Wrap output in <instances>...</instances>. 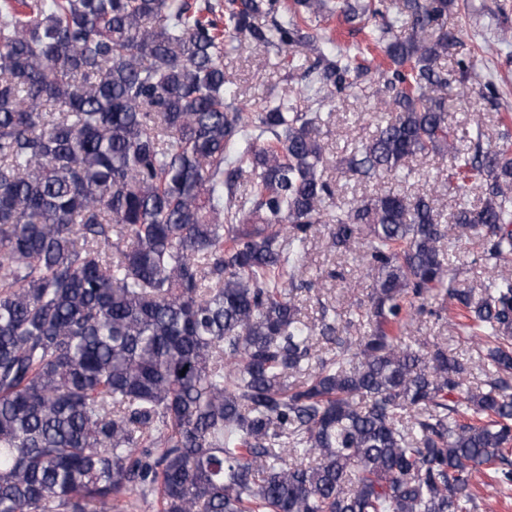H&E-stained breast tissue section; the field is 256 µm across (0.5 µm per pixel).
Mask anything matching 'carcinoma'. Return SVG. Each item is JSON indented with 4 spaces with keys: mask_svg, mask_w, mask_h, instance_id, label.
<instances>
[{
    "mask_svg": "<svg viewBox=\"0 0 512 512\" xmlns=\"http://www.w3.org/2000/svg\"><path fill=\"white\" fill-rule=\"evenodd\" d=\"M454 0H0V512H477L512 485V276L453 286L445 245L512 262V136L448 127ZM380 18V107L343 164L399 189L328 208L319 110L366 70L321 20ZM313 58L307 111L239 102L224 42ZM249 174L251 188L238 192ZM362 251L369 304L305 321L306 244ZM490 366L403 336L432 299ZM365 321L351 351L340 323ZM451 160L448 154L417 155L409 158L405 163V169H411L412 176L403 180L401 189L408 195L415 196L425 193L430 186V178L437 173H448ZM489 482L482 469L474 474V483L480 496L478 512H512V486L504 490L489 486Z\"/></svg>",
    "mask_w": 512,
    "mask_h": 512,
    "instance_id": "obj_1",
    "label": "carcinoma"
}]
</instances>
